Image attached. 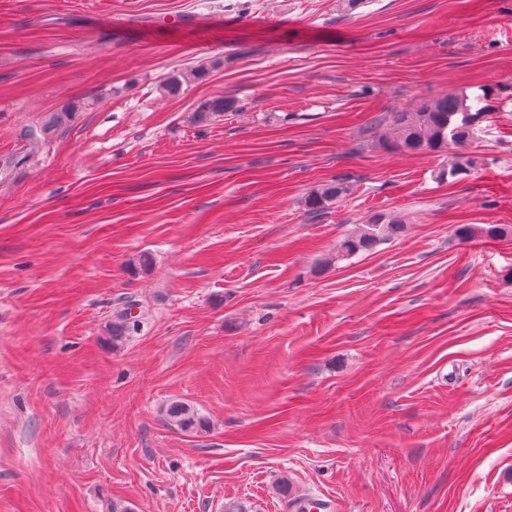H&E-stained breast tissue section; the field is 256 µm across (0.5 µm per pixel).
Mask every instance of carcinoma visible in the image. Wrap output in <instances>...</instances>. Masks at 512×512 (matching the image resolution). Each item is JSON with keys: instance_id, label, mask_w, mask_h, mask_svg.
Segmentation results:
<instances>
[{"instance_id": "carcinoma-1", "label": "carcinoma", "mask_w": 512, "mask_h": 512, "mask_svg": "<svg viewBox=\"0 0 512 512\" xmlns=\"http://www.w3.org/2000/svg\"><path fill=\"white\" fill-rule=\"evenodd\" d=\"M224 67V59L215 58L208 64L178 71L163 80L160 89L167 95L179 94L183 86L203 78L209 70ZM490 92L473 100L463 94L448 93L425 98L405 109L393 113V121L383 135L384 149L396 153H441L446 161L435 171L440 183H456L469 175L477 164L469 153L458 151L461 139H474L482 124L492 118L494 108L489 103ZM232 105L222 98L200 103L191 115L199 126H207L213 120L231 110ZM78 106L68 103L48 112L41 122L24 131V138L33 144L44 142L63 131L72 122ZM353 181L345 175L334 176L311 188L304 197L305 209L315 215L328 212L349 196ZM404 227L402 219L391 213L375 212L339 243L336 258L351 257L373 250L380 243L398 236ZM509 232L501 226L489 228L464 225L458 229L460 238L467 240L477 234L498 236ZM130 304L116 312L112 320V344L119 345L127 337L140 331L141 322L132 315ZM168 423L187 434H202L210 428L209 420L182 401L169 403L165 410Z\"/></svg>"}]
</instances>
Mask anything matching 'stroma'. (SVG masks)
<instances>
[{
    "label": "stroma",
    "instance_id": "35a3bbf8",
    "mask_svg": "<svg viewBox=\"0 0 512 512\" xmlns=\"http://www.w3.org/2000/svg\"><path fill=\"white\" fill-rule=\"evenodd\" d=\"M485 89L465 181L378 145L414 101ZM218 97L233 110L194 126ZM68 102L66 132L24 140ZM16 153L0 512H512V0H0V156ZM342 174L353 193L309 215L306 192ZM378 211L403 232L324 266ZM128 300L142 327L115 347ZM174 400L209 432L171 427ZM223 67V58H215L209 61L206 65L183 69L165 78L160 85V89L164 94L172 96L178 95L182 91L184 85H189L192 82L203 78L210 69H219Z\"/></svg>",
    "mask_w": 512,
    "mask_h": 512
}]
</instances>
